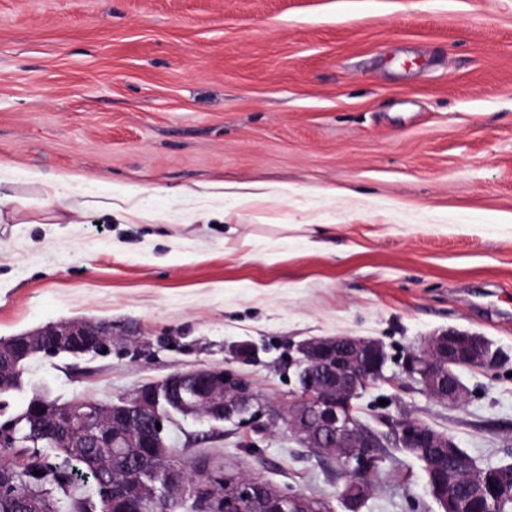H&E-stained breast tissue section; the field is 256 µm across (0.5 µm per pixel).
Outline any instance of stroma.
<instances>
[{
    "label": "stroma",
    "instance_id": "stroma-1",
    "mask_svg": "<svg viewBox=\"0 0 512 512\" xmlns=\"http://www.w3.org/2000/svg\"><path fill=\"white\" fill-rule=\"evenodd\" d=\"M0 164L74 179L63 205L0 186V337L112 325L105 354L31 360L0 423L42 394L112 401L224 367L262 416L188 417L172 445L345 512L335 464L271 419L298 392V343L364 336L391 357L365 424L402 410L478 466L512 463V0H0ZM218 182L292 191L216 210L196 190ZM104 183L144 218L85 208ZM449 329L504 355L461 369L460 407L402 370ZM380 476L360 512H439L403 450Z\"/></svg>",
    "mask_w": 512,
    "mask_h": 512
}]
</instances>
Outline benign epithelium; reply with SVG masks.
Listing matches in <instances>:
<instances>
[{
    "instance_id": "benign-epithelium-1",
    "label": "benign epithelium",
    "mask_w": 512,
    "mask_h": 512,
    "mask_svg": "<svg viewBox=\"0 0 512 512\" xmlns=\"http://www.w3.org/2000/svg\"><path fill=\"white\" fill-rule=\"evenodd\" d=\"M104 329L90 322L60 321L36 333L0 339V387L21 383L24 363L41 354L55 357L100 354L109 350ZM295 368L299 392L279 414L285 429L305 448L336 463L350 480L339 492L349 512H358L376 485L379 449L435 448L458 456L454 439L404 414L379 419L380 431L354 414L353 400L369 386L387 380L389 354L378 339L356 336H319L300 342ZM499 349L485 336L448 330L425 338L423 346L408 354L404 373L430 398L459 406L467 397L458 370L462 367L495 370L502 364ZM260 412L251 385L222 367L175 372L142 386L132 397L106 402L77 399L60 403L47 396L34 399L27 412L34 426L57 435L65 447L87 458L99 475L112 472V455H97L96 448H140L145 460L162 463L169 456L166 427L177 417H202L213 425L235 423ZM161 428H156V424ZM437 486L435 499L441 512H506L512 504V465L499 467L490 480L466 492L463 473L439 455L426 458ZM192 469L204 480L190 483L189 472L172 463L164 468V488L144 480L120 484L102 496L99 512H171L175 500L195 499V512H312L309 502L285 498L276 487L259 478H243L224 470V462L208 455L192 460ZM224 481V501L217 508L210 481Z\"/></svg>"
}]
</instances>
